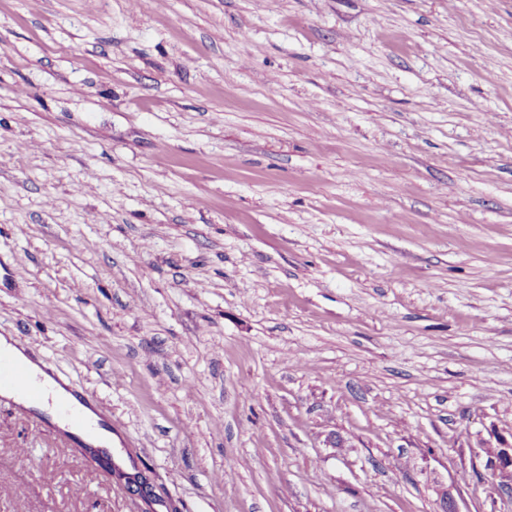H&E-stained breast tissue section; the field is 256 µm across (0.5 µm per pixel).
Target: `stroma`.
Listing matches in <instances>:
<instances>
[{"label": "stroma", "mask_w": 512, "mask_h": 512, "mask_svg": "<svg viewBox=\"0 0 512 512\" xmlns=\"http://www.w3.org/2000/svg\"><path fill=\"white\" fill-rule=\"evenodd\" d=\"M0 335V512H512V0H0ZM0 354L24 363L30 369L33 377L52 396V403H45L46 401H51L50 397L33 379L27 367L21 363L5 359L0 355V392L22 397L28 404L17 405L15 412L18 415L25 416L34 411L33 407L35 405L45 403L40 409L51 416L52 422L61 429L71 430L69 423L58 417L56 406L58 400H68L69 394L66 388L53 375L46 372L39 363L31 359L23 348L16 345L11 337L0 336ZM4 396L12 399L15 403L21 402L19 397L12 395ZM83 413L94 429L85 437L88 444L94 448L106 450L112 458V431L103 429L99 426L100 417L89 406L83 407ZM512 445L506 444L504 441L499 446L486 444L483 446V452L486 455V464L488 470L495 475L501 476V481L510 484L512 479Z\"/></svg>", "instance_id": "obj_1"}]
</instances>
